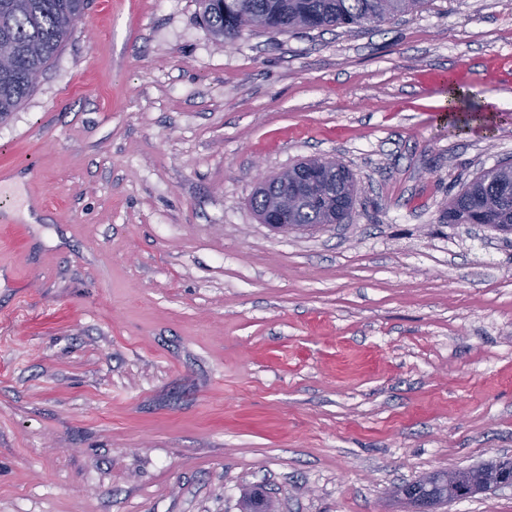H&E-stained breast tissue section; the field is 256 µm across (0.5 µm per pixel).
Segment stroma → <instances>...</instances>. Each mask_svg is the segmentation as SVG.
<instances>
[{
  "mask_svg": "<svg viewBox=\"0 0 512 512\" xmlns=\"http://www.w3.org/2000/svg\"><path fill=\"white\" fill-rule=\"evenodd\" d=\"M198 0H90L0 124V512H408L512 459V234L449 197L512 109L448 131L422 69L512 54V0L217 42ZM336 158L349 223L286 234L259 174ZM333 190L336 195H341L349 201L348 210L336 218L337 224L348 223L351 219L356 201V185L349 169L343 166L333 174ZM509 462L510 460L491 461L479 466L459 470L456 473L467 484L479 483L486 472L488 474L496 472L500 478L499 480L508 481L512 479V469H507Z\"/></svg>",
  "mask_w": 512,
  "mask_h": 512,
  "instance_id": "35a3bbf8",
  "label": "stroma"
}]
</instances>
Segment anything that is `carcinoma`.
Returning a JSON list of instances; mask_svg holds the SVG:
<instances>
[{
    "instance_id": "1",
    "label": "carcinoma",
    "mask_w": 512,
    "mask_h": 512,
    "mask_svg": "<svg viewBox=\"0 0 512 512\" xmlns=\"http://www.w3.org/2000/svg\"><path fill=\"white\" fill-rule=\"evenodd\" d=\"M425 0H199L201 18L214 38L232 42L248 28L285 32L296 29H330L380 26L422 7ZM89 0H0V123L5 122L33 91L27 79L31 71L46 70L73 32L72 19L84 12ZM333 190L349 201L348 210L336 218L350 221L356 201V185L349 169L333 174ZM443 219L450 224H490L492 229L512 231V165L501 164L481 172L448 200ZM323 224L315 208L297 210L290 233ZM509 461H491L457 471L467 484L484 474L512 479Z\"/></svg>"
}]
</instances>
